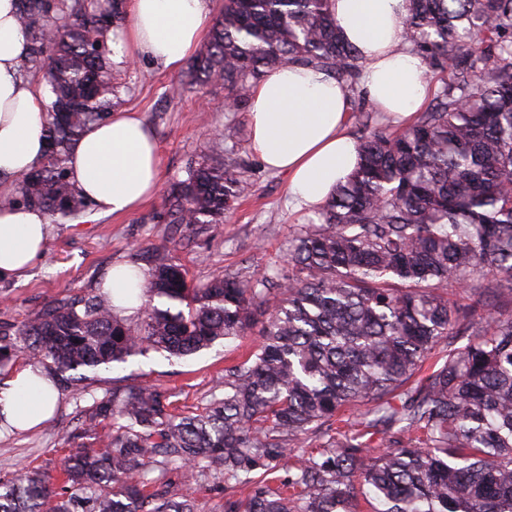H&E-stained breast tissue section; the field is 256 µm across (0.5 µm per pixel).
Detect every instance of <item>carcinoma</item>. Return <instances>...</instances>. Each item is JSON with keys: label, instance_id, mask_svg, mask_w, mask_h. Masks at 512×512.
Instances as JSON below:
<instances>
[{"label": "carcinoma", "instance_id": "carcinoma-1", "mask_svg": "<svg viewBox=\"0 0 512 512\" xmlns=\"http://www.w3.org/2000/svg\"><path fill=\"white\" fill-rule=\"evenodd\" d=\"M330 5L224 0L191 83H224L239 108L268 70L293 63L356 91L362 65ZM126 16V0H17L29 41L19 72L41 74L48 92V149L18 201L54 224L88 206L68 154L119 95L108 32ZM401 36L446 78L398 130L359 113L357 166L289 241L287 268L192 286L162 256L141 319L92 295L0 327V368L26 355L63 381L260 336L203 412L172 413L153 383L105 391L84 422L92 434L112 420L105 448L70 458L59 490L36 472L0 480V512H197L152 488L159 457L189 481L219 472L251 484L224 512H355L359 475L384 512H512V0H409ZM249 189L235 159L204 158L162 213L216 232ZM395 426L405 441L364 455ZM312 434L319 448L296 453ZM288 457L294 476H272Z\"/></svg>", "mask_w": 512, "mask_h": 512}]
</instances>
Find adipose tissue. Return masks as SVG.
I'll use <instances>...</instances> for the list:
<instances>
[{"instance_id": "1", "label": "adipose tissue", "mask_w": 512, "mask_h": 512, "mask_svg": "<svg viewBox=\"0 0 512 512\" xmlns=\"http://www.w3.org/2000/svg\"><path fill=\"white\" fill-rule=\"evenodd\" d=\"M341 35L359 52L361 85L375 108L405 118L424 107L431 80L420 59L402 44L408 0H331ZM131 22L113 36L115 62L144 58L168 71L181 68L210 29L209 0H128ZM15 0H0V183L38 164L46 144L41 85L21 78L28 52L16 22ZM348 91L330 73L286 64L251 91L250 147L263 165L287 174L295 207L323 204L357 163L344 132ZM69 177L93 215L136 211L159 186L156 134L132 112H114L90 125L70 150ZM49 217L18 204L0 205V279L18 278L46 247ZM57 401L55 380L25 365L0 385V420L20 432L40 426Z\"/></svg>"}]
</instances>
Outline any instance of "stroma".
Segmentation results:
<instances>
[{
	"instance_id": "35a3bbf8",
	"label": "stroma",
	"mask_w": 512,
	"mask_h": 512,
	"mask_svg": "<svg viewBox=\"0 0 512 512\" xmlns=\"http://www.w3.org/2000/svg\"><path fill=\"white\" fill-rule=\"evenodd\" d=\"M116 71L122 85L117 108L138 113L156 132L158 191L137 212L125 216H87L50 226L46 250L27 275L0 280V322L19 325L53 299L101 293L110 270L121 264L151 273L163 253L181 264L197 285L244 271L259 276L285 266L290 240L316 220L315 214L289 203L286 176L264 169L252 153L246 113L229 111L223 83H209L173 98L168 90L188 82L187 68L171 72L140 59L117 66ZM212 155L237 158L251 191L239 200L217 235L185 228L174 231L159 216L164 199L171 186L184 179L189 163ZM256 343V337L246 336L229 344L217 342L180 359L156 352L136 356L100 371L89 381L90 394L84 398L74 389L60 388L57 409L44 426L0 435V477L35 469L54 479L69 455L99 447V439L82 429L83 411L93 397L115 386L150 381L166 392L176 411L202 410L223 380L225 368L241 361ZM151 476L170 496H191L198 512H224L227 499L241 500L247 494L246 488L225 484L219 474L193 484L160 467Z\"/></svg>"
}]
</instances>
